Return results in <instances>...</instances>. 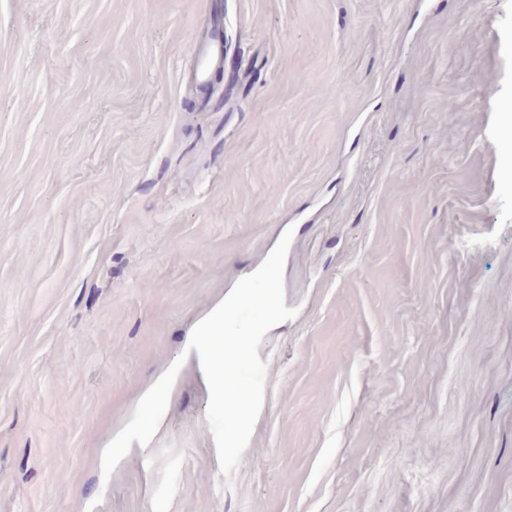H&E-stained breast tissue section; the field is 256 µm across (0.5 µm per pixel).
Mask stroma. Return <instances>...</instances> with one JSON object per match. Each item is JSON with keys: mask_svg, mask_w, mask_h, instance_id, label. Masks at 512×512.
I'll use <instances>...</instances> for the list:
<instances>
[{"mask_svg": "<svg viewBox=\"0 0 512 512\" xmlns=\"http://www.w3.org/2000/svg\"><path fill=\"white\" fill-rule=\"evenodd\" d=\"M510 105L512 0H0V512H512ZM288 230L226 477L186 340Z\"/></svg>", "mask_w": 512, "mask_h": 512, "instance_id": "obj_1", "label": "stroma"}]
</instances>
